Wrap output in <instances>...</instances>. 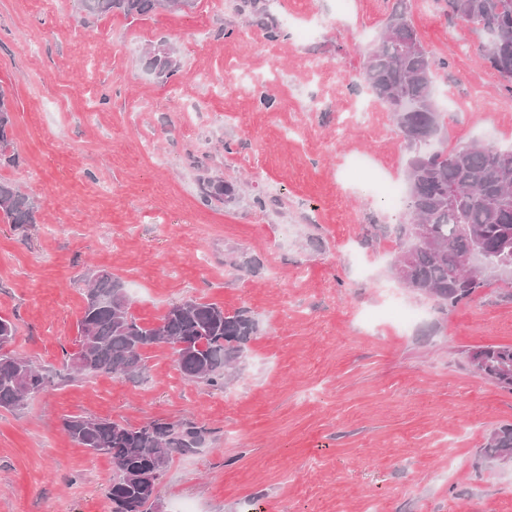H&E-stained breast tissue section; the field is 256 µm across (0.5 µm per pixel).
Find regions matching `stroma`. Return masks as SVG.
Here are the masks:
<instances>
[{
    "label": "stroma",
    "mask_w": 512,
    "mask_h": 512,
    "mask_svg": "<svg viewBox=\"0 0 512 512\" xmlns=\"http://www.w3.org/2000/svg\"><path fill=\"white\" fill-rule=\"evenodd\" d=\"M394 3L268 0L285 30L271 41L234 0L137 20L0 0L19 155L0 176L37 204L35 223L0 220V315L18 326L13 350L52 376L22 408H0V512H110L112 464L64 432L70 415L208 429L203 448L175 456L155 512L183 500L252 512L254 499L265 512H512V471L482 454L512 424V391L467 361L512 344V281L448 310L416 296L391 274L399 208L344 178L355 151L405 178L392 114L361 80ZM408 4L447 62L435 73L446 149L511 145L512 93L479 30L438 0ZM162 40L181 57L168 80L144 67ZM207 176L236 181L238 200L203 202ZM98 269L146 325L188 298L250 311L245 364L215 390L185 383L158 347L140 377L61 380Z\"/></svg>",
    "instance_id": "35a3bbf8"
}]
</instances>
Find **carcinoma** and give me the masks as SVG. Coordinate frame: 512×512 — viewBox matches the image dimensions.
I'll return each mask as SVG.
<instances>
[{
    "label": "carcinoma",
    "instance_id": "obj_1",
    "mask_svg": "<svg viewBox=\"0 0 512 512\" xmlns=\"http://www.w3.org/2000/svg\"><path fill=\"white\" fill-rule=\"evenodd\" d=\"M90 16L121 14L139 19L164 8H180V0H79ZM448 16L473 23L484 34L482 59L496 70L512 92V0H443ZM236 11L266 32L271 40L281 36L278 19L266 0H237ZM442 65L424 47L411 22L406 0H398L385 30L368 55L362 80L392 112L395 126L410 152L423 141L433 142L441 129V112L434 97L435 70ZM146 67L170 78L179 70L177 49L160 42L151 46ZM12 110L0 88V166H16L12 150ZM497 147L471 143L452 151L436 147L418 153L406 169L400 206L405 222L398 237L407 239L412 225L426 224L440 245L435 252L416 249L407 261L396 259L394 278L413 292L455 307L487 285L491 277L474 271L468 260L473 251L472 231L486 250L512 263V168L502 169ZM200 197L229 203L236 198L233 183L211 178L198 180ZM37 206L10 182L0 180V219L17 226L35 223ZM458 271L454 279L451 270ZM130 300L122 281L108 271L93 274L87 282L85 306L75 340L77 351L63 349L66 376L122 373L135 376L144 368L147 349L174 346L178 370L188 383L224 389L226 371L244 357L247 344L258 332V321L246 310L232 314L216 303L190 298L172 304L159 323L145 325L129 313ZM18 328L0 316V408L17 409L26 399L50 384L49 375L10 350ZM484 363L483 375L512 391V345L476 349ZM64 430L77 445L107 455L116 472L107 488L111 512H152L158 485L175 454L203 447L209 431L191 422L156 419L134 426L110 419L72 416ZM512 454V425L500 426L485 438L484 456Z\"/></svg>",
    "mask_w": 512,
    "mask_h": 512
}]
</instances>
